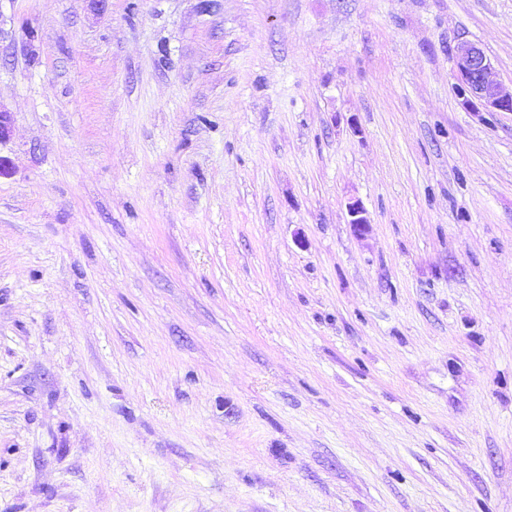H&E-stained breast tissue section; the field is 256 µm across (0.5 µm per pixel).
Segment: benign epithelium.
Listing matches in <instances>:
<instances>
[{"label":"benign epithelium","mask_w":512,"mask_h":512,"mask_svg":"<svg viewBox=\"0 0 512 512\" xmlns=\"http://www.w3.org/2000/svg\"><path fill=\"white\" fill-rule=\"evenodd\" d=\"M454 77L463 104L482 107L487 112H512V92H506L497 78L494 65L484 49L464 40L453 50ZM349 223L359 233L369 225L364 207L357 201L349 204Z\"/></svg>","instance_id":"1"}]
</instances>
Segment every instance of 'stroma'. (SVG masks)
<instances>
[{"mask_svg":"<svg viewBox=\"0 0 512 512\" xmlns=\"http://www.w3.org/2000/svg\"><path fill=\"white\" fill-rule=\"evenodd\" d=\"M462 40L511 91L512 0H0V512H512Z\"/></svg>","mask_w":512,"mask_h":512,"instance_id":"stroma-1","label":"stroma"}]
</instances>
